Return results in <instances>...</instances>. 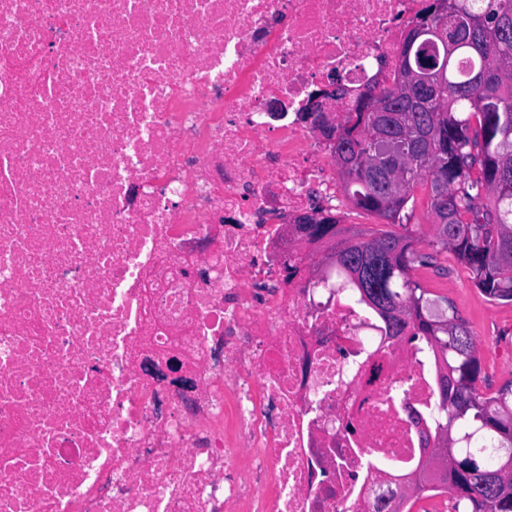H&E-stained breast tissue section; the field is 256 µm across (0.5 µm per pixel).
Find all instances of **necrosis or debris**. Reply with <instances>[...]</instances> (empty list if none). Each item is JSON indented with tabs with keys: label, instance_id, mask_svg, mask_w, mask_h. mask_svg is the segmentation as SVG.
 Returning a JSON list of instances; mask_svg holds the SVG:
<instances>
[{
	"label": "necrosis or debris",
	"instance_id": "necrosis-or-debris-1",
	"mask_svg": "<svg viewBox=\"0 0 512 512\" xmlns=\"http://www.w3.org/2000/svg\"><path fill=\"white\" fill-rule=\"evenodd\" d=\"M429 0H0V512H376L438 367L293 231L304 112ZM177 365L191 388L165 378Z\"/></svg>",
	"mask_w": 512,
	"mask_h": 512
}]
</instances>
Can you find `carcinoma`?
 Returning a JSON list of instances; mask_svg holds the SVG:
<instances>
[{"label":"carcinoma","mask_w":512,"mask_h":512,"mask_svg":"<svg viewBox=\"0 0 512 512\" xmlns=\"http://www.w3.org/2000/svg\"><path fill=\"white\" fill-rule=\"evenodd\" d=\"M418 40L406 35L400 65L380 85L392 112H364L365 92L337 126L333 157L347 199L389 225H403L428 187L435 218L431 251L408 236L376 230L332 244L336 262L360 298L388 322L392 335L412 325L429 340L444 369L433 458L454 512H512V389L486 397L481 362L465 320L433 311L428 291L411 277L446 250L493 301H512V0H441L421 9ZM451 30L471 44L448 53L435 35ZM435 84L434 96L399 95L409 71ZM329 216L299 224L315 240L341 233Z\"/></svg>","instance_id":"obj_1"}]
</instances>
